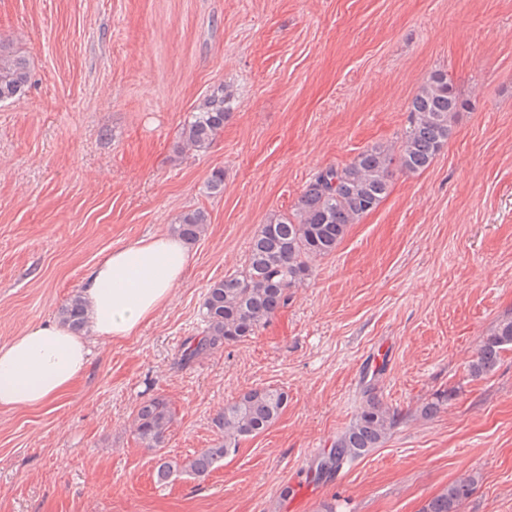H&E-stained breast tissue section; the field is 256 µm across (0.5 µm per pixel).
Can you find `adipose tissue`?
I'll use <instances>...</instances> for the list:
<instances>
[{
    "label": "adipose tissue",
    "instance_id": "ef3b65f1",
    "mask_svg": "<svg viewBox=\"0 0 512 512\" xmlns=\"http://www.w3.org/2000/svg\"><path fill=\"white\" fill-rule=\"evenodd\" d=\"M185 243L158 234L103 254L84 278L90 335L106 340L135 335L170 300L187 275ZM84 339L57 323L26 329L0 345V407L50 403L85 371Z\"/></svg>",
    "mask_w": 512,
    "mask_h": 512
}]
</instances>
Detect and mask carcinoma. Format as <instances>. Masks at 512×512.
Listing matches in <instances>:
<instances>
[{"label": "carcinoma", "instance_id": "1", "mask_svg": "<svg viewBox=\"0 0 512 512\" xmlns=\"http://www.w3.org/2000/svg\"><path fill=\"white\" fill-rule=\"evenodd\" d=\"M30 79L27 60L0 39V102L21 95ZM469 101L457 92L448 74L437 70L421 85L408 107V127L395 145L378 144L359 153L343 166H329L309 180L289 213L272 217L252 237L241 268L209 285L202 305L204 327L187 340L179 362L186 366L224 347L243 342L265 328L288 306L291 290L305 284L311 262L336 252L351 225L375 210L387 197L395 171L418 173L428 169L452 134L458 112ZM232 95L220 88L205 97L184 121L178 147L206 151L224 131ZM208 214L198 208L177 216L170 232L195 242L208 230ZM58 319L79 334L86 327V306L80 292L58 309ZM512 348V316L503 317L479 344L469 365L470 375L493 371L501 353ZM448 400L435 397L422 403L420 416L435 417ZM288 405V393L262 386L242 392L224 405L213 419L217 438L183 461L158 456L154 476L159 484L186 473L205 477L235 454L241 441L256 436L276 422ZM169 400L156 395L135 409L133 432L146 448H160L174 421ZM400 410L388 406L370 382L362 389V402L354 420L336 435L330 450L317 463L322 474L339 470L381 447L399 425ZM472 476L448 484L429 499L420 512H460L475 489Z\"/></svg>", "mask_w": 512, "mask_h": 512}]
</instances>
